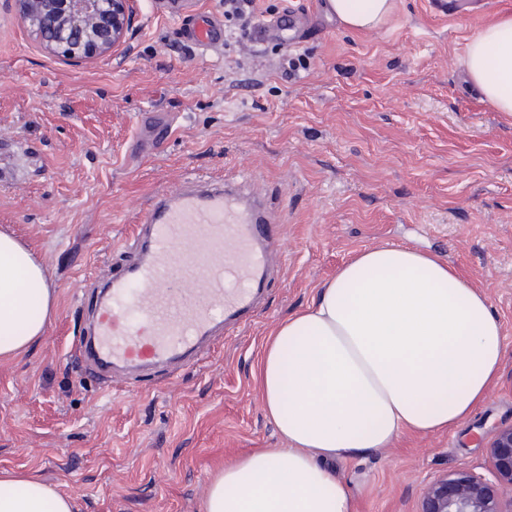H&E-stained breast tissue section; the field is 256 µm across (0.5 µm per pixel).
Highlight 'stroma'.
<instances>
[{
	"mask_svg": "<svg viewBox=\"0 0 512 512\" xmlns=\"http://www.w3.org/2000/svg\"><path fill=\"white\" fill-rule=\"evenodd\" d=\"M132 27L105 58L45 49L16 0H0V230L34 251L57 295L31 350L0 361V470L70 497L75 512H202L213 475L286 442L253 368L269 333L357 252L408 245L458 269L505 334L500 380L462 424L403 433L329 467L353 512H419L428 482L484 472L512 425V114L494 111L460 64L512 0H396L381 28L318 26L288 48L206 55L178 23L131 0ZM307 64L283 75V58ZM164 114L174 131L154 140ZM257 181L285 254L252 322L175 374L104 389L76 359L82 298L119 259L158 191L190 174Z\"/></svg>",
	"mask_w": 512,
	"mask_h": 512,
	"instance_id": "1",
	"label": "stroma"
}]
</instances>
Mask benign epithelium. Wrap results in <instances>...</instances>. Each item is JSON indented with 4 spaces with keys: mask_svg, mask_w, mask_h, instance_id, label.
Instances as JSON below:
<instances>
[{
    "mask_svg": "<svg viewBox=\"0 0 512 512\" xmlns=\"http://www.w3.org/2000/svg\"><path fill=\"white\" fill-rule=\"evenodd\" d=\"M26 28L49 51L73 61L103 57L131 28L129 0H17ZM487 469L512 487V426L489 444ZM420 512H512V496L499 495L478 472L447 474L425 487Z\"/></svg>",
    "mask_w": 512,
    "mask_h": 512,
    "instance_id": "obj_1",
    "label": "benign epithelium"
}]
</instances>
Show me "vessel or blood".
<instances>
[{
  "instance_id": "b4317fda",
  "label": "vessel or blood",
  "mask_w": 512,
  "mask_h": 512,
  "mask_svg": "<svg viewBox=\"0 0 512 512\" xmlns=\"http://www.w3.org/2000/svg\"><path fill=\"white\" fill-rule=\"evenodd\" d=\"M201 53L224 46V18L196 0H158ZM310 24L291 12L267 21L262 37L296 47ZM279 219L255 183L239 176H196L160 193L142 211L120 251L125 259L88 308L82 362L101 383L119 366L174 371L194 361L216 330L248 323ZM191 281L192 291L182 288Z\"/></svg>"
}]
</instances>
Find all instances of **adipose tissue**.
Returning <instances> with one entry per match:
<instances>
[{"label":"adipose tissue","instance_id":"1","mask_svg":"<svg viewBox=\"0 0 512 512\" xmlns=\"http://www.w3.org/2000/svg\"><path fill=\"white\" fill-rule=\"evenodd\" d=\"M394 0H328L353 31L391 16ZM462 65L482 100L512 114V16L477 30ZM55 290L30 247L0 232V360L43 336ZM503 326L447 263L383 243L357 253L312 302L267 338L254 377L283 448L243 456L212 480L202 512H352L326 467L405 431L456 427L499 377ZM71 498L0 472V512H74Z\"/></svg>","mask_w":512,"mask_h":512}]
</instances>
